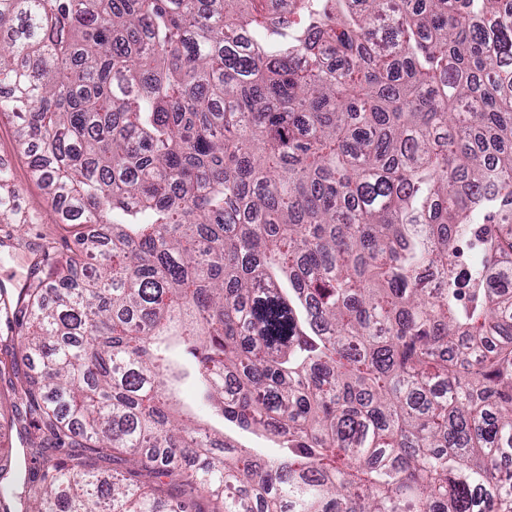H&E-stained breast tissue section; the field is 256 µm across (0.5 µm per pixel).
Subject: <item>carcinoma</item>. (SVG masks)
Masks as SVG:
<instances>
[{
    "label": "carcinoma",
    "mask_w": 512,
    "mask_h": 512,
    "mask_svg": "<svg viewBox=\"0 0 512 512\" xmlns=\"http://www.w3.org/2000/svg\"><path fill=\"white\" fill-rule=\"evenodd\" d=\"M2 88L84 232L15 301L82 453L0 512H512V0H0ZM177 391L181 399V403L184 404V410L190 411L196 420L202 423L211 424L218 429L221 428V420L208 408L199 406L195 402V386L191 380L178 383Z\"/></svg>",
    "instance_id": "obj_1"
}]
</instances>
